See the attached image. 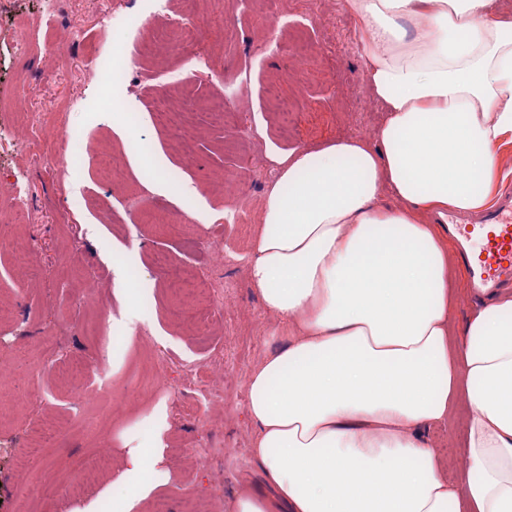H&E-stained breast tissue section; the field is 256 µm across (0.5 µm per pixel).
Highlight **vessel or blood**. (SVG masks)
Listing matches in <instances>:
<instances>
[{"instance_id":"1","label":"vessel or blood","mask_w":512,"mask_h":512,"mask_svg":"<svg viewBox=\"0 0 512 512\" xmlns=\"http://www.w3.org/2000/svg\"><path fill=\"white\" fill-rule=\"evenodd\" d=\"M469 282L479 290L512 281V213H492L464 235Z\"/></svg>"}]
</instances>
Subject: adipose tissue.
I'll return each mask as SVG.
<instances>
[{
	"label": "adipose tissue",
	"mask_w": 512,
	"mask_h": 512,
	"mask_svg": "<svg viewBox=\"0 0 512 512\" xmlns=\"http://www.w3.org/2000/svg\"><path fill=\"white\" fill-rule=\"evenodd\" d=\"M489 0H344L386 118L371 139L277 152L248 275L286 343L253 369V457L273 497L235 512H512V295L450 345L441 225L479 214L508 175L512 19ZM467 470L428 440L459 393Z\"/></svg>",
	"instance_id": "1"
}]
</instances>
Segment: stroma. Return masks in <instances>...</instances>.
<instances>
[{
    "mask_svg": "<svg viewBox=\"0 0 512 512\" xmlns=\"http://www.w3.org/2000/svg\"><path fill=\"white\" fill-rule=\"evenodd\" d=\"M116 17L115 39L99 38L104 20ZM177 20L203 21L196 50L209 67L174 50L137 59L134 48L153 27ZM358 26L341 0H171L163 15L147 0H59L51 19L42 0H9L0 10V201L26 199L31 221L16 233L39 245L30 267L0 251V363L18 365L0 377V512H83L105 502L130 512L161 503L168 512H233L242 487L262 490L248 380L279 346L280 321L246 266L213 255L248 252L271 151L373 135L382 107L366 87ZM116 54L128 87L118 111L110 73L97 67ZM159 75L170 104L222 102L223 122L197 113L187 145L161 128ZM278 97L288 101V119L275 109ZM102 151L120 171L109 187L99 178ZM65 152L73 156L67 170L48 164ZM198 208L209 210L208 222L193 218ZM160 213L180 225L178 234L154 224ZM170 270L209 273L229 298L222 315L208 317L197 296L193 319L179 314ZM122 277L139 279L138 299L117 286ZM44 336L59 339L57 361L46 359ZM160 377L178 383V400L155 393ZM101 379L107 387L97 400L79 399ZM200 413L207 429L196 427ZM470 413L460 399L447 430L431 437L452 481L463 475ZM49 427L54 443L30 454ZM217 440L242 467L198 456ZM138 448L158 449L159 459L150 493L132 503L126 460ZM82 459L95 464L86 479L71 468Z\"/></svg>",
    "mask_w": 512,
    "mask_h": 512,
    "instance_id": "35a3bbf8",
    "label": "stroma"
}]
</instances>
